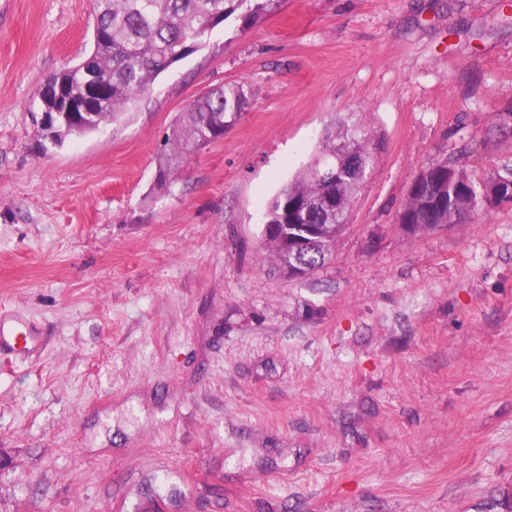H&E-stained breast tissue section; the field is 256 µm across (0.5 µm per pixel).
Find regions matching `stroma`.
Masks as SVG:
<instances>
[{"mask_svg":"<svg viewBox=\"0 0 512 512\" xmlns=\"http://www.w3.org/2000/svg\"><path fill=\"white\" fill-rule=\"evenodd\" d=\"M90 0H0V512H512V208L398 222L432 160L512 166L505 0H282L230 17L120 120L43 149L37 89ZM248 109L169 192L204 91ZM383 139L331 260L292 279L264 213L326 128ZM251 104V93L243 85H224L199 96L182 112L168 135L169 146L158 160L156 186L168 190L181 164L224 131ZM37 336L26 329L12 330L0 323V352L4 350L29 352L36 347Z\"/></svg>","mask_w":512,"mask_h":512,"instance_id":"35a3bbf8","label":"stroma"}]
</instances>
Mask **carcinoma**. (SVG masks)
Masks as SVG:
<instances>
[{
    "instance_id": "cac0c4a2",
    "label": "carcinoma",
    "mask_w": 512,
    "mask_h": 512,
    "mask_svg": "<svg viewBox=\"0 0 512 512\" xmlns=\"http://www.w3.org/2000/svg\"><path fill=\"white\" fill-rule=\"evenodd\" d=\"M279 0H91L92 46L77 65L50 78L56 89L38 95L48 117L45 139L61 146L70 138L90 135L120 119L171 66L200 48L211 32L233 14L249 26L261 13L277 8ZM251 104L242 85H224L195 99L179 116L158 160L156 186L169 188L181 164L192 154L224 137L227 126ZM380 140L365 126L326 133L314 159L336 165L338 152L349 149L363 170H373ZM458 158L446 156L422 170L416 195L407 196L399 212L415 231L460 224L469 204L481 193V182L463 170L458 181L448 179ZM347 177L328 181L313 166L286 184L269 203L261 246L276 264L291 270L302 263L315 271L325 264L337 239L347 228V208L330 198L343 195ZM295 224H316L319 232L307 248L295 251Z\"/></svg>"
}]
</instances>
